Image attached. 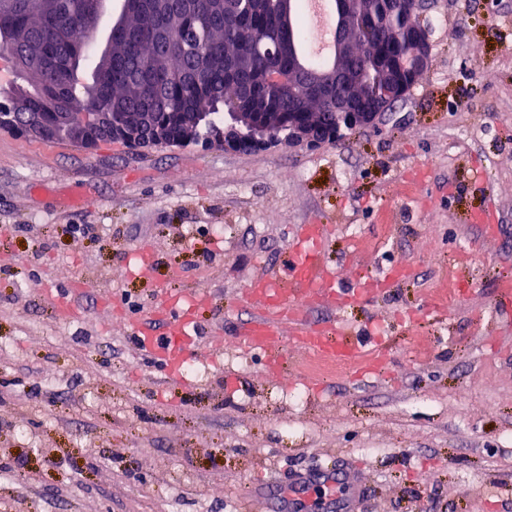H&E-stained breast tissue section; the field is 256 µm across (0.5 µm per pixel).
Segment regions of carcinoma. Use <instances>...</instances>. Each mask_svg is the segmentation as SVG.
<instances>
[{
	"label": "carcinoma",
	"mask_w": 512,
	"mask_h": 512,
	"mask_svg": "<svg viewBox=\"0 0 512 512\" xmlns=\"http://www.w3.org/2000/svg\"><path fill=\"white\" fill-rule=\"evenodd\" d=\"M192 0L185 11H165L161 0H141L125 30H108L111 60L102 63L95 35L101 17L89 0H0V56L14 47L44 58L46 70L31 90L27 110L42 113L52 127L65 112L103 116L94 134L112 140V122L147 116L142 135L178 142L191 135L198 113L224 122V111L252 97L263 100L267 75L288 76V29L282 0ZM407 9L393 0H360L352 23L354 42L347 63L362 71L363 104L376 100L384 74L403 51ZM294 48L308 44L300 0H288ZM354 94L340 86L323 98L301 100L280 90L272 119L285 132L290 112H318L334 124L336 97Z\"/></svg>",
	"instance_id": "cac0c4a2"
}]
</instances>
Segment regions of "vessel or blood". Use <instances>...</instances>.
Here are the masks:
<instances>
[{"label": "vessel or blood", "instance_id": "vessel-or-blood-1", "mask_svg": "<svg viewBox=\"0 0 512 512\" xmlns=\"http://www.w3.org/2000/svg\"><path fill=\"white\" fill-rule=\"evenodd\" d=\"M327 233L324 224L301 225L283 267L263 270L247 286L248 294L260 301L262 309L240 329V341L246 350L265 355V367L270 373H279L281 368V341L275 329L284 322L297 343L322 360L362 362L373 369L384 362V343H377L373 350H363L342 322L314 324L302 314L303 308L319 305L344 311L384 291L396 280L395 275L388 274L359 280L350 288L337 286L334 273L319 259ZM206 303L207 297L201 291L190 294L167 291L150 315L151 320L162 323L161 334L145 329L139 321L130 325L134 350L158 363L168 383L185 380L184 369L200 341L197 313Z\"/></svg>", "mask_w": 512, "mask_h": 512}]
</instances>
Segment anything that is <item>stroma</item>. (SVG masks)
<instances>
[{"instance_id": "35a3bbf8", "label": "stroma", "mask_w": 512, "mask_h": 512, "mask_svg": "<svg viewBox=\"0 0 512 512\" xmlns=\"http://www.w3.org/2000/svg\"><path fill=\"white\" fill-rule=\"evenodd\" d=\"M426 20L433 62L410 94L318 146L84 150L0 131V512H243L321 466L360 485L357 512H512V317L496 306L512 0H429ZM487 206L484 238L468 219ZM303 224L328 226L341 281L410 268L344 314L386 337L385 369L318 365L285 324L280 373L241 347L250 279ZM143 247L152 275H125ZM88 281L61 318L50 294ZM167 288L211 294L182 386L128 334Z\"/></svg>"}]
</instances>
